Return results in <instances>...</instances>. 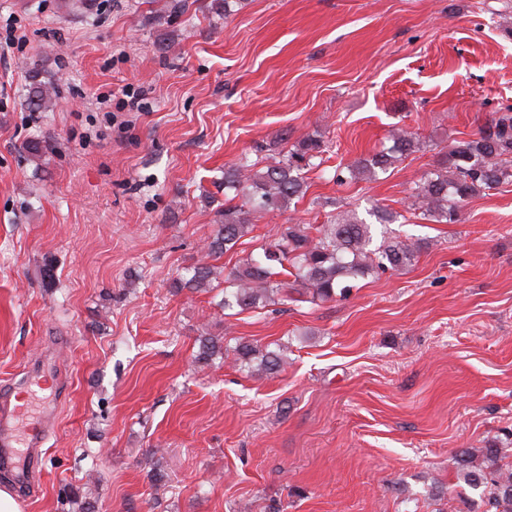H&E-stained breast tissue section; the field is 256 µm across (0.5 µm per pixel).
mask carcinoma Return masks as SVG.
<instances>
[{
	"label": "carcinoma",
	"mask_w": 512,
	"mask_h": 512,
	"mask_svg": "<svg viewBox=\"0 0 512 512\" xmlns=\"http://www.w3.org/2000/svg\"><path fill=\"white\" fill-rule=\"evenodd\" d=\"M33 70L29 96L39 108L56 104L58 93L51 83L38 80ZM388 150L356 160L347 167L350 178L372 179L400 163L416 148L414 134L401 127L392 131ZM22 148L39 159L53 151L49 139L34 137ZM325 152L324 142L308 135L292 145L282 158L260 165L242 159L224 168V192L241 204L217 212L213 234L204 242L208 256H221L234 249L253 229L250 215L281 210L302 198L307 185L303 170ZM512 182V114L502 113L469 139L452 138L439 170L415 183L409 195L410 208L423 220L454 223L463 203L473 195L500 183ZM423 243L409 237L381 235L374 241L372 225L356 213L340 215L331 224H285L261 252L246 259L228 275L222 307L226 310L264 308L283 301L288 282L306 288L311 301H329L346 296L353 283L371 273L401 272L412 266ZM212 269L198 262L182 269L173 288L202 291L211 285ZM231 351L234 360L249 364L261 374H275L288 364L287 348L262 352L239 338L221 346L206 338L196 361L208 362L220 350ZM512 448L509 443L490 448H470L459 455L458 472L463 482L481 490L486 512H512Z\"/></svg>",
	"instance_id": "carcinoma-1"
}]
</instances>
